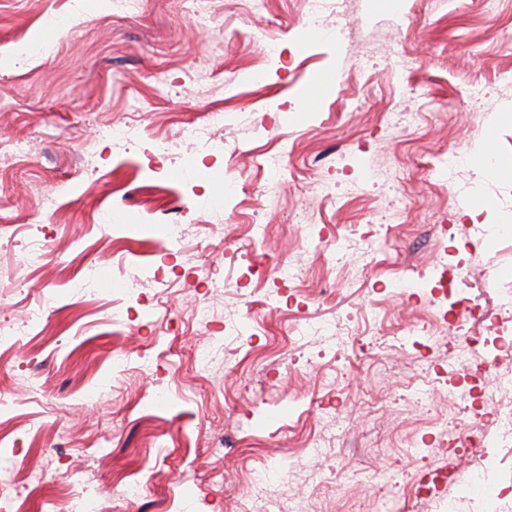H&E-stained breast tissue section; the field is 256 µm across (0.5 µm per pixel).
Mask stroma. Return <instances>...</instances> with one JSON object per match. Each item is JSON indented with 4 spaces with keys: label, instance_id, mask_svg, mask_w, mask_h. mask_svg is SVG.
I'll return each mask as SVG.
<instances>
[{
    "label": "stroma",
    "instance_id": "obj_1",
    "mask_svg": "<svg viewBox=\"0 0 512 512\" xmlns=\"http://www.w3.org/2000/svg\"><path fill=\"white\" fill-rule=\"evenodd\" d=\"M345 23L310 25L301 0H0V139L17 148L0 216L21 226L0 240V322L42 314L0 356V434L17 444L0 446V485L23 512L69 500L73 471L104 512H245L261 466L308 512H512L508 443L493 480L416 491L463 463L427 420L462 392L471 413L495 410L483 350L418 276L449 226L470 294L512 303V0L492 15L483 0H350ZM244 26L272 46L239 41ZM132 117L135 139L108 135ZM187 128L218 132L223 152L188 162ZM176 223L192 260L169 259L164 282L112 250L129 228L153 249ZM104 303L123 325L78 327ZM247 314L253 341L226 338L200 365L216 325ZM306 321L325 334L295 335ZM453 357L468 362L454 377ZM325 425L318 459L306 443ZM318 462L331 481L351 472L344 493L310 482Z\"/></svg>",
    "mask_w": 512,
    "mask_h": 512
}]
</instances>
